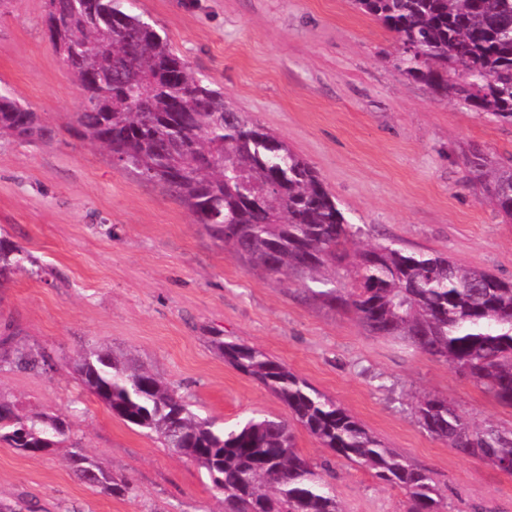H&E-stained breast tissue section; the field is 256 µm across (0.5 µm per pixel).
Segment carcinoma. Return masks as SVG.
I'll use <instances>...</instances> for the list:
<instances>
[{
	"label": "carcinoma",
	"instance_id": "cac0c4a2",
	"mask_svg": "<svg viewBox=\"0 0 512 512\" xmlns=\"http://www.w3.org/2000/svg\"><path fill=\"white\" fill-rule=\"evenodd\" d=\"M401 42L398 65L497 122L512 124V0H355ZM136 0H47L50 42L83 96L81 135L116 164L164 186L219 247L250 272L305 289L352 311L372 336L397 340L448 363L496 402L512 407V280L441 254H409L392 244L363 248L364 229L347 221L317 172L288 145L230 108L167 37L135 13ZM55 137L41 115L0 91V140ZM498 211L512 220V167L466 158ZM34 263L0 237V285ZM355 270L338 293L336 266ZM224 361L274 394L322 447L401 488L407 512H442L432 472L387 447L285 364L236 341L218 342ZM3 363L48 364L18 352ZM82 387L112 414L173 454L203 468L224 512H342L316 466L295 446L288 420L251 417L233 428L195 414L151 370L104 347L74 360ZM420 427L454 452L512 473V427L475 423L448 399L424 395ZM36 454L66 447L76 475L111 496H132L77 443L58 416L26 414L0 397V443Z\"/></svg>",
	"mask_w": 512,
	"mask_h": 512
}]
</instances>
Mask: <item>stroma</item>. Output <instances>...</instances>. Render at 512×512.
Wrapping results in <instances>:
<instances>
[{"label": "stroma", "instance_id": "obj_1", "mask_svg": "<svg viewBox=\"0 0 512 512\" xmlns=\"http://www.w3.org/2000/svg\"><path fill=\"white\" fill-rule=\"evenodd\" d=\"M198 76L318 173L363 243L438 253L512 279V221L464 164L479 151L512 163V125L435 92L398 65L399 43L354 0H137ZM46 0H0V88L55 127L36 145L0 143V235L36 258L0 288L8 350L50 352L47 370L0 368L22 408L71 414V439L132 478L136 498L82 483L62 450L0 443V502L14 512H224L204 469L113 416L84 391L76 354L103 346L170 382L225 427L287 416L237 371L217 340L286 364L388 447L430 470L444 512H512V474L462 456L419 426L415 396L448 398L466 417L512 426V407L448 366L369 335L352 312L246 271L157 182L117 166L75 133L83 97L55 53ZM299 450L333 459L343 512H406L404 492L299 424Z\"/></svg>", "mask_w": 512, "mask_h": 512}]
</instances>
